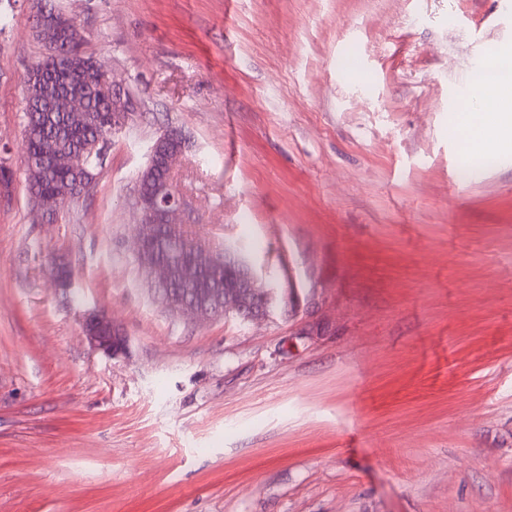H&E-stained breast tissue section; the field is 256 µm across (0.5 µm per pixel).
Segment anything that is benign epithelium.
I'll use <instances>...</instances> for the list:
<instances>
[{
	"label": "benign epithelium",
	"mask_w": 512,
	"mask_h": 512,
	"mask_svg": "<svg viewBox=\"0 0 512 512\" xmlns=\"http://www.w3.org/2000/svg\"><path fill=\"white\" fill-rule=\"evenodd\" d=\"M137 103L134 97L112 84V130L121 131L137 118ZM173 178L156 187L148 194L136 186L135 204L140 214L137 233L136 259L139 265L151 277V283L157 288L177 289L168 293L159 301L169 309L196 321L210 319L219 314H242L246 306L255 298L263 302L271 301L269 291H258L256 279L250 268H238L229 262V255L217 257L209 244L194 239L191 256L181 255V239L174 232L181 230L186 200L177 193L168 197ZM66 202L60 200L45 203L38 201L35 206L37 215L48 223L54 222L53 212L60 210ZM224 269L226 291L212 297L200 299L189 297L180 292L182 288H203V274L211 270ZM85 332L90 342L103 350L114 353L125 347V338L112 326L111 320L104 314L96 313L85 322Z\"/></svg>",
	"instance_id": "7a95c632"
}]
</instances>
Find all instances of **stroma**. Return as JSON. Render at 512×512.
<instances>
[{
    "label": "stroma",
    "mask_w": 512,
    "mask_h": 512,
    "mask_svg": "<svg viewBox=\"0 0 512 512\" xmlns=\"http://www.w3.org/2000/svg\"><path fill=\"white\" fill-rule=\"evenodd\" d=\"M139 103L89 193L0 199V512H512V149L460 101L501 0H47ZM0 0V147L45 55ZM186 231L266 317L155 300L136 183L165 131ZM70 271L69 285L51 275ZM105 313L119 353L92 346ZM85 332L90 342L100 349L116 353L125 347L124 336L112 326L105 314L90 316L85 322Z\"/></svg>",
    "instance_id": "35a3bbf8"
}]
</instances>
